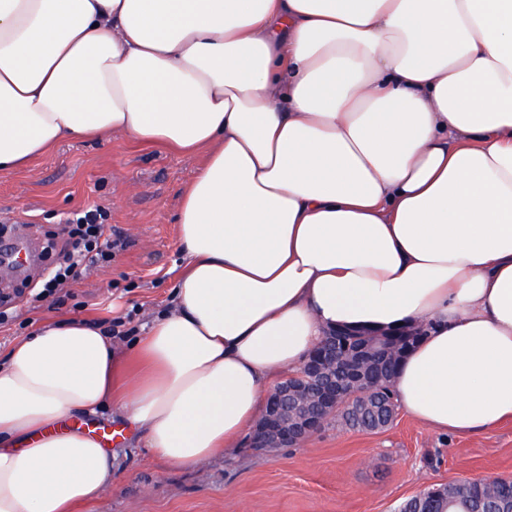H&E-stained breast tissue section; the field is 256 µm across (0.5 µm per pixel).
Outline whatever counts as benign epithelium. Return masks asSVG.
<instances>
[{
	"label": "benign epithelium",
	"mask_w": 512,
	"mask_h": 512,
	"mask_svg": "<svg viewBox=\"0 0 512 512\" xmlns=\"http://www.w3.org/2000/svg\"><path fill=\"white\" fill-rule=\"evenodd\" d=\"M351 341V332L335 330L305 362L304 373L318 381L313 403L301 404L306 388L295 380L269 394L266 413L250 437L252 447H293L322 428L324 416L336 413L350 389L362 385L367 378L365 364L382 350V343L366 341L352 350L350 360L336 362V355L350 347ZM364 404L376 419L372 431L385 428L395 418L394 406L377 394L367 393Z\"/></svg>",
	"instance_id": "1"
}]
</instances>
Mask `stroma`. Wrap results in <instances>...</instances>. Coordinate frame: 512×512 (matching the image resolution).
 Masks as SVG:
<instances>
[{
    "label": "stroma",
    "mask_w": 512,
    "mask_h": 512,
    "mask_svg": "<svg viewBox=\"0 0 512 512\" xmlns=\"http://www.w3.org/2000/svg\"><path fill=\"white\" fill-rule=\"evenodd\" d=\"M195 166L115 135L66 141L29 169L0 172V223L41 237L73 212L101 206L127 240L110 267L83 277L55 305L31 300L49 262L18 275L24 294L0 324V355L35 327L69 316L141 329L169 300L181 261L179 199ZM112 425L122 431L110 446L112 485L78 512H394L431 485L512 477V424L467 435L434 431L401 412L378 431L332 417L298 447L246 445L190 467L153 457L121 420Z\"/></svg>",
    "instance_id": "35a3bbf8"
}]
</instances>
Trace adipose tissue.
<instances>
[{
  "label": "adipose tissue",
  "instance_id": "1",
  "mask_svg": "<svg viewBox=\"0 0 512 512\" xmlns=\"http://www.w3.org/2000/svg\"><path fill=\"white\" fill-rule=\"evenodd\" d=\"M124 135L199 165L171 306L122 350L81 318L0 362V512L112 483L110 408L160 460L239 446L325 332L425 324L394 397L512 422V0H0V172Z\"/></svg>",
  "mask_w": 512,
  "mask_h": 512
}]
</instances>
